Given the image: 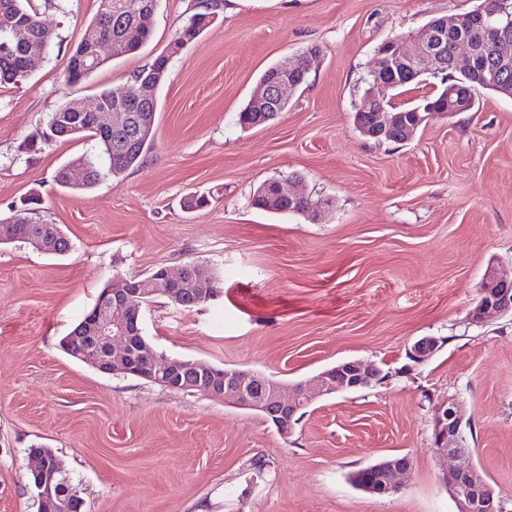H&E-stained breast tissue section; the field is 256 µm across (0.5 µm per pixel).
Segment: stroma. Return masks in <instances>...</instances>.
Returning <instances> with one entry per match:
<instances>
[{"instance_id": "stroma-1", "label": "stroma", "mask_w": 512, "mask_h": 512, "mask_svg": "<svg viewBox=\"0 0 512 512\" xmlns=\"http://www.w3.org/2000/svg\"><path fill=\"white\" fill-rule=\"evenodd\" d=\"M199 0H161L151 40L88 79H64L100 0H31L56 34L17 86L0 87V219L58 225L67 255L0 244V512H36L27 450L52 449L84 512H457L433 451V415L461 405L464 443L512 512V315L469 313L489 269L512 272V97L428 116L380 144L354 116L380 44L477 0H223L174 55L143 163L93 190L59 187L81 140L27 138L62 104L129 90ZM315 47L320 63L267 124L239 114L263 71ZM296 178L313 213L255 209L254 190ZM38 195V211L21 201ZM206 196L188 210L186 197ZM193 263L219 283L194 309L164 300L141 326L157 351L285 382L336 363H377L378 385L315 400L289 437L260 415L123 375L60 346L117 277ZM431 336L441 348L409 367ZM412 459L397 493L356 488L358 470Z\"/></svg>"}]
</instances>
